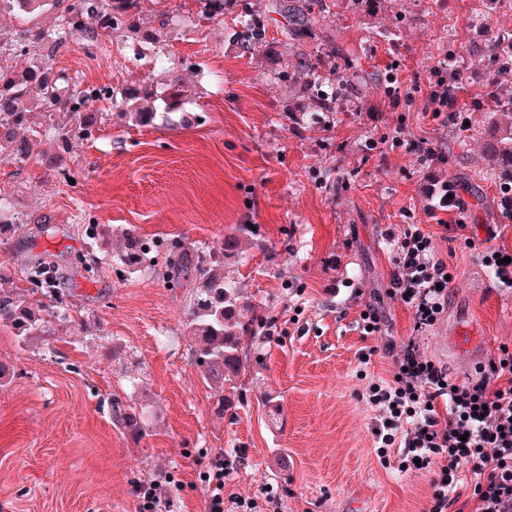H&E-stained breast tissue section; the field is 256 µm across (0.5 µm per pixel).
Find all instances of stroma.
<instances>
[{
    "instance_id": "1",
    "label": "stroma",
    "mask_w": 512,
    "mask_h": 512,
    "mask_svg": "<svg viewBox=\"0 0 512 512\" xmlns=\"http://www.w3.org/2000/svg\"><path fill=\"white\" fill-rule=\"evenodd\" d=\"M263 2L236 0L212 22L195 0H145L142 26L158 35L150 55L131 59L130 34L94 46L73 36L52 57L55 72L84 87L140 84L162 96L181 77L192 122L139 126L121 104L102 102L93 137L56 171L43 167L55 150L45 137L25 162L0 158V196L19 219L0 234V290L41 303L46 326L30 345L0 327V361L15 370L0 389V512H137V490L152 480L163 483L170 512H205L202 474L219 452L235 463L225 500L252 499L261 512H426L432 472L400 471L397 453L382 459L374 448L364 395L370 377L390 376L382 345L415 340L458 383L469 376L441 345L453 325L479 336L484 360L512 346V288L483 260L490 245L512 253V208L482 159L501 131L478 109L464 128L432 118L418 93L391 108L383 83L394 59L412 86L447 53L449 28L480 49L512 29V7L474 27L482 0H380L363 18L336 0L312 40L336 38L365 86L323 126L297 118L282 18H267L261 51L242 44L241 21ZM399 127L445 150V160L369 151ZM447 182L473 246L446 239L439 225ZM240 224L254 228V243L229 275L277 333L245 343L239 401L219 418L186 332L191 288L167 287L148 270L93 274L77 259L111 254L85 234L102 225L212 251ZM409 224L430 233L455 269L446 308L421 330L389 294L386 234ZM38 261L57 270L56 294L28 282ZM368 305L388 318L381 334L361 333ZM372 347L371 364L361 363ZM144 391L152 400L137 442L113 407ZM270 397L280 406L274 424Z\"/></svg>"
}]
</instances>
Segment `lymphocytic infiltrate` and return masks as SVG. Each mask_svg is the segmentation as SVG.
Here are the masks:
<instances>
[{"label": "lymphocytic infiltrate", "instance_id": "1", "mask_svg": "<svg viewBox=\"0 0 512 512\" xmlns=\"http://www.w3.org/2000/svg\"><path fill=\"white\" fill-rule=\"evenodd\" d=\"M425 111L461 125L448 61L432 65L414 86ZM390 293L413 311L416 328L433 325L448 303L454 273L436 257L430 233L412 224L394 246ZM391 379L370 384L366 402L376 413L372 429L378 456L400 449V468L433 470L427 512H450L460 500L461 472L474 481L472 512H512V347L475 381L455 383L425 358L415 342L402 352L393 343Z\"/></svg>", "mask_w": 512, "mask_h": 512}]
</instances>
